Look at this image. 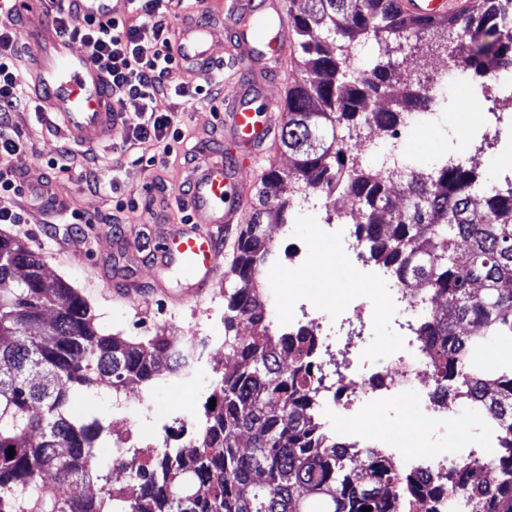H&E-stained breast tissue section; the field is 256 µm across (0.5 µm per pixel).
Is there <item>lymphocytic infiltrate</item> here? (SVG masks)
I'll list each match as a JSON object with an SVG mask.
<instances>
[{
    "instance_id": "lymphocytic-infiltrate-1",
    "label": "lymphocytic infiltrate",
    "mask_w": 512,
    "mask_h": 512,
    "mask_svg": "<svg viewBox=\"0 0 512 512\" xmlns=\"http://www.w3.org/2000/svg\"><path fill=\"white\" fill-rule=\"evenodd\" d=\"M130 12L139 16L138 23L125 17L114 18L106 27L84 22L82 28L68 25L69 11L58 6L48 15V24L69 40L80 42L86 54L103 71L106 89L122 114L119 137L129 145L141 139H154L163 155L173 154L184 141L182 121L159 105L167 92L185 95L183 86L168 87L167 80L179 69L178 48L170 30L155 19L162 0H128ZM15 0H0V223L20 224L24 217L16 205L26 191L12 170L4 167L7 157L28 150L26 139L8 135L11 112L28 109L41 111L42 106L31 88L30 75L23 69L15 51ZM138 103L135 113L125 111L126 101Z\"/></svg>"
}]
</instances>
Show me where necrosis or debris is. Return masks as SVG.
<instances>
[{"instance_id": "obj_1", "label": "necrosis or debris", "mask_w": 512, "mask_h": 512, "mask_svg": "<svg viewBox=\"0 0 512 512\" xmlns=\"http://www.w3.org/2000/svg\"><path fill=\"white\" fill-rule=\"evenodd\" d=\"M435 305L425 289L383 288L364 273L333 311L322 310L299 292L289 297L287 320H274L273 325L276 331L293 336L309 332L315 340L316 412L324 428L347 433L367 407H391L410 398L433 437L447 432L460 406L433 403L427 346L417 334ZM384 326L393 329L396 343L387 357L379 358L372 351V340Z\"/></svg>"}]
</instances>
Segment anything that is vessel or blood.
Wrapping results in <instances>:
<instances>
[{
    "label": "vessel or blood",
    "mask_w": 512,
    "mask_h": 512,
    "mask_svg": "<svg viewBox=\"0 0 512 512\" xmlns=\"http://www.w3.org/2000/svg\"><path fill=\"white\" fill-rule=\"evenodd\" d=\"M84 17L104 21L117 15L112 0H75ZM398 8L414 17L456 14L467 0H395ZM53 0H17L16 8L32 30L27 51L32 61V88L45 116L71 143L94 147L116 135L121 116L112 109L102 71L84 55L73 51L71 42L43 26ZM224 20L212 23L179 22L176 43L188 71L206 76L219 62L212 42L231 33L230 53L247 70L225 106L224 133L261 156L272 148L274 132L282 117L281 98L268 95L267 87L284 66L292 48L293 33L282 14L280 0H225ZM241 165L231 157L210 150L199 157L189 193L183 196L192 231H180L163 239L157 251L163 261L185 269L187 277L181 299L202 298L218 276L215 264L223 234L232 225L246 221L247 204L241 193Z\"/></svg>",
    "instance_id": "1"
}]
</instances>
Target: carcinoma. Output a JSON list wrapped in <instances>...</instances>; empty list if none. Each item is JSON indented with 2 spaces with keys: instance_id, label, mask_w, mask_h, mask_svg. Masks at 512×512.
<instances>
[{
  "instance_id": "1",
  "label": "carcinoma",
  "mask_w": 512,
  "mask_h": 512,
  "mask_svg": "<svg viewBox=\"0 0 512 512\" xmlns=\"http://www.w3.org/2000/svg\"><path fill=\"white\" fill-rule=\"evenodd\" d=\"M290 15L305 71L288 90L281 127L288 170L263 177L237 244L236 279L224 299V349L235 363L212 382L200 445L163 450L132 472L138 494L112 492L110 427L83 409L105 386L115 397L162 371L185 374L194 343L165 330L140 341L102 333L68 283L0 233V512H433L445 494L460 512H512V354L485 363L473 349L493 338L512 348V181L482 182L463 159L406 180L363 167L353 144L381 131L392 139L437 102L438 85L470 92L475 77L512 71V0H475L435 20L401 15L394 0H309ZM383 44L365 66L346 48ZM448 46L454 72L412 82L400 59L424 41ZM339 189L357 206L355 235L403 288L441 300L420 329L429 337L436 400L482 405L499 424L502 453L423 478L319 429L313 408V341L269 333L258 288L274 258L265 225L288 223L299 194ZM468 247L458 261L459 242ZM256 326L243 337L238 327ZM15 455L8 457L9 448ZM97 483L91 498L61 487Z\"/></svg>"
}]
</instances>
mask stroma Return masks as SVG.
Here are the masks:
<instances>
[{
    "label": "stroma",
    "mask_w": 512,
    "mask_h": 512,
    "mask_svg": "<svg viewBox=\"0 0 512 512\" xmlns=\"http://www.w3.org/2000/svg\"><path fill=\"white\" fill-rule=\"evenodd\" d=\"M164 104L182 120L185 147L205 146L244 158L242 176L249 203H256L261 179L269 168L285 169L292 163L288 153L278 147L259 163L248 162V149L226 141L221 118L194 96L172 95ZM472 107L468 97L456 101L451 108L437 105L436 119L402 129V145L411 155L431 162L450 155L468 157L485 130L482 121L473 118ZM12 128L32 145L31 151L7 160L18 180L25 183L46 175L39 155L64 144L62 134L41 115L31 112L15 113ZM157 153L158 146L151 139L127 147L114 138L95 147L72 148L66 159L72 170L56 174L53 188L65 205L90 214L92 223H63L61 215L45 214L22 198L18 204L23 223L0 225V232L16 236L40 257L47 278L63 279L81 293L104 332L138 340L163 327L173 335L204 341L200 365L188 378L165 373L148 386L129 390L121 400H114L105 389L89 402V411L107 424L117 410H124L134 423L137 439L144 444L153 442L157 426L163 422L169 423L172 434L181 433V424L169 420L171 412L189 415L195 425L202 419L211 382L227 362L223 346L215 344L214 339L224 334V294L232 286L231 268L240 234L235 228L225 236L218 258L222 275L209 294L198 302L172 305L167 294L178 288L176 274L161 272L152 265L149 254L159 241L181 228V210L175 197L188 182L191 165L180 156L147 165V158ZM95 158L118 170L117 191L90 190L76 177V168ZM346 204V198L323 194L318 206L295 208L288 226L269 227L275 258L265 266L261 285L270 312L287 310L288 291L292 288L310 294L321 308L334 310L344 299L343 287L357 282L358 275L347 256L338 250L335 238L321 230L328 216ZM300 242L310 244L312 262L304 272L296 274L288 267V254ZM158 278L163 279L166 294L152 292L151 283ZM126 279L139 283L141 291L133 299L120 302L114 299L113 290ZM483 418L481 408L466 406L462 417L439 440L441 453L453 458L461 449L480 447L485 458H495L499 453L497 443L481 442ZM358 425L367 443L376 448H402L418 454L431 445L409 403L395 412L370 407Z\"/></svg>",
    "instance_id": "35a3bbf8"
}]
</instances>
